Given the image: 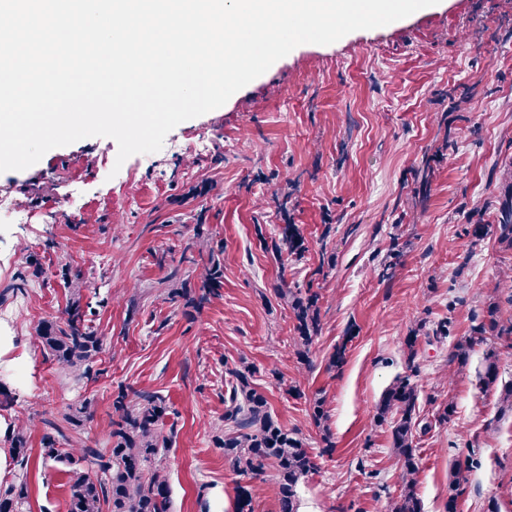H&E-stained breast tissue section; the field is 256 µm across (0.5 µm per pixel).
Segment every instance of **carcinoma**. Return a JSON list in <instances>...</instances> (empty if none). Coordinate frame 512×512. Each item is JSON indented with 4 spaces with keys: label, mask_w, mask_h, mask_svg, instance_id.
Returning a JSON list of instances; mask_svg holds the SVG:
<instances>
[{
    "label": "carcinoma",
    "mask_w": 512,
    "mask_h": 512,
    "mask_svg": "<svg viewBox=\"0 0 512 512\" xmlns=\"http://www.w3.org/2000/svg\"><path fill=\"white\" fill-rule=\"evenodd\" d=\"M507 183L498 199L495 224L498 241L512 249V162L504 170ZM278 250L286 251L294 261L305 258L308 247L299 225L284 220L278 225ZM209 265L200 276L198 289L186 281L168 278L167 294L183 307L199 311L218 295L224 283V267L215 258L221 246H209ZM44 271L35 260L18 271L11 288L29 286L32 277ZM69 298L62 316L41 321L37 337L45 353L68 377L94 381L100 371L93 365L104 351V340L92 325L89 303L84 301L86 281L68 266L60 270ZM279 299L288 307L294 319L292 342L300 363L310 365V348L321 326L320 296L309 289L303 291L288 286L276 289ZM512 336V319H505L499 302L486 304L482 321L469 333L456 340L449 365L461 370L469 365L472 353L488 347L478 385L497 394L500 416H512V383L500 384L498 354L490 349L495 340ZM227 391L224 396V427L214 435V442L224 449V460L239 477L236 484L235 512H253L254 482L273 484L279 512H299L298 490L303 480L317 467L316 455L306 439L295 429L283 425L273 416L267 396L255 381L250 365L228 368ZM419 390L412 375L397 377L382 393L375 405L374 419L389 427L390 448L398 465L401 486L399 497L390 503L389 512H424L416 493L419 474L417 436L430 424L422 423L418 411ZM311 417L323 427L325 449L332 448L330 433L325 428L328 419L325 399L321 396L309 402ZM169 413L165 397L145 390L119 388L112 395V421L109 430L110 448L101 452L86 448L65 434L60 438L46 435L42 439L44 457L69 467L68 512H171V488L167 475L165 448L168 437L163 421ZM91 402L78 401L68 406L62 421L75 434L91 418ZM4 447L19 466L28 460L30 448L26 426L19 424L4 435ZM479 461L468 454L458 459L448 480L445 512H458V503ZM28 499L26 477L19 475L0 484V512H23Z\"/></svg>",
    "instance_id": "cac0c4a2"
}]
</instances>
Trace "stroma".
I'll use <instances>...</instances> for the list:
<instances>
[{
	"instance_id": "stroma-1",
	"label": "stroma",
	"mask_w": 512,
	"mask_h": 512,
	"mask_svg": "<svg viewBox=\"0 0 512 512\" xmlns=\"http://www.w3.org/2000/svg\"><path fill=\"white\" fill-rule=\"evenodd\" d=\"M463 89L470 104L458 114L451 98ZM117 152L113 139L89 137L0 173V198L31 218H0V437L29 421L28 512L68 510L67 467L42 453L51 424L89 399L93 418L80 438L106 447L121 385L159 392L170 406L172 512H235L237 477L212 437L224 425L225 371L241 363L254 366L278 419L320 454L300 486V512H386L398 470L374 407L411 367L420 415L432 424L418 444L425 512H442L452 466L470 453L480 465L460 512H483L492 498L512 512V417L499 418L495 397L477 385L485 351L464 370L448 366L488 298L512 316V287L499 277L512 268V250L495 233L476 244L465 233L469 223H493L512 157V0H439L329 45H299L222 107L175 127L150 157L120 164ZM426 163L430 187L416 206L415 174ZM279 188L291 191L290 218L308 246L300 263L272 249ZM201 233L224 245V285L188 317L164 288L174 272L197 283L208 252L191 263L181 256ZM394 244L401 263L380 277ZM29 259L45 280L8 291ZM65 264L86 277L104 338V373L94 382L60 373L36 337L39 321L65 307ZM284 281L320 295L308 368L276 294ZM445 318L455 325L447 338L434 333ZM413 330L410 363L404 340ZM342 342L344 366L327 371ZM318 392L334 443L327 454L309 411ZM448 397L456 413L436 425Z\"/></svg>"
}]
</instances>
